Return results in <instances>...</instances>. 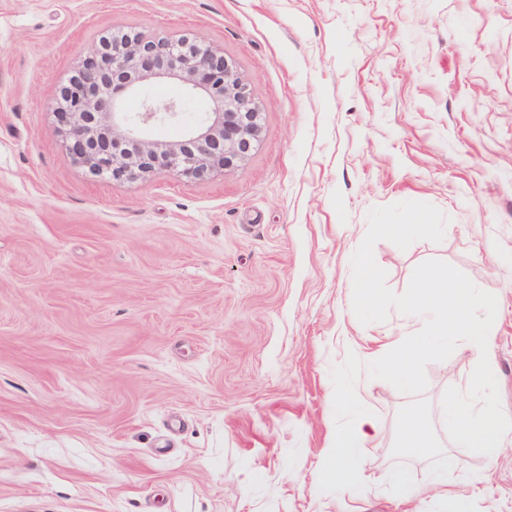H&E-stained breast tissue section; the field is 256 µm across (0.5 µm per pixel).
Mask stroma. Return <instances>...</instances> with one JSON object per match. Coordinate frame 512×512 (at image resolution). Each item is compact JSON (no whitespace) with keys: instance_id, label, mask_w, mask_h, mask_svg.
<instances>
[{"instance_id":"35a3bbf8","label":"stroma","mask_w":512,"mask_h":512,"mask_svg":"<svg viewBox=\"0 0 512 512\" xmlns=\"http://www.w3.org/2000/svg\"><path fill=\"white\" fill-rule=\"evenodd\" d=\"M132 28L235 64L261 106L245 160L121 182L73 161L53 105ZM402 201L448 222L375 244L388 288L441 260L494 294L512 411V0H0V512H512V446L444 497L392 454L410 395L364 373L383 437L355 493L315 484L332 367L410 331L352 309L368 213ZM470 372L426 367L448 452L442 397Z\"/></svg>"}]
</instances>
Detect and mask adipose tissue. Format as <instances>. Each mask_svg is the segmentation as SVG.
<instances>
[{
	"mask_svg": "<svg viewBox=\"0 0 512 512\" xmlns=\"http://www.w3.org/2000/svg\"><path fill=\"white\" fill-rule=\"evenodd\" d=\"M355 416L351 426L337 431L325 459L324 484L336 490H349L346 473L358 470L363 464L362 448L379 435L378 423L371 408L361 399H354Z\"/></svg>",
	"mask_w": 512,
	"mask_h": 512,
	"instance_id": "obj_1",
	"label": "adipose tissue"
}]
</instances>
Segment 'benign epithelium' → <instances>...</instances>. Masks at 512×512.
Returning a JSON list of instances; mask_svg holds the SVG:
<instances>
[{"mask_svg":"<svg viewBox=\"0 0 512 512\" xmlns=\"http://www.w3.org/2000/svg\"><path fill=\"white\" fill-rule=\"evenodd\" d=\"M177 82L212 107L164 141L156 128L181 121V99L154 97L152 85ZM138 99L134 110L127 101ZM73 159L98 176L131 180L172 170L187 179L224 172L243 161L260 134V108L221 50L200 39L145 30L93 45L53 108Z\"/></svg>","mask_w":512,"mask_h":512,"instance_id":"obj_1","label":"benign epithelium"}]
</instances>
